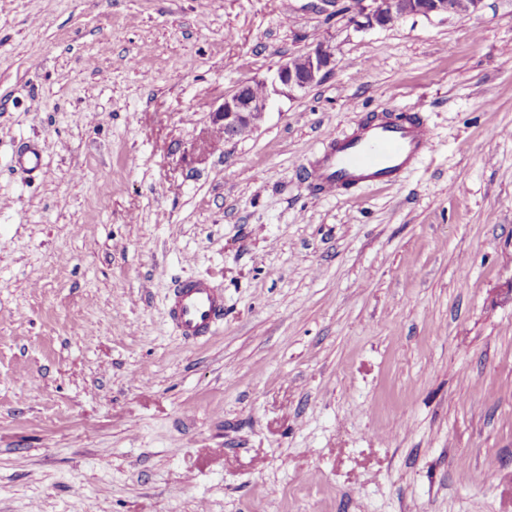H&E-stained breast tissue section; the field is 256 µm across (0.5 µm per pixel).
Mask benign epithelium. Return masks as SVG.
Instances as JSON below:
<instances>
[{
    "label": "benign epithelium",
    "mask_w": 512,
    "mask_h": 512,
    "mask_svg": "<svg viewBox=\"0 0 512 512\" xmlns=\"http://www.w3.org/2000/svg\"><path fill=\"white\" fill-rule=\"evenodd\" d=\"M483 0H356L350 24L360 30L368 27L393 26L415 16H453L471 14L480 9ZM335 63V53L327 43H319L299 58L281 62L274 73L263 79L242 84L212 113L210 132L222 139L249 136L267 112L273 96L305 90L321 80ZM259 85L260 91L247 89Z\"/></svg>",
    "instance_id": "obj_1"
}]
</instances>
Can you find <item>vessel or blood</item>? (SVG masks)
<instances>
[{"label": "vessel or blood", "mask_w": 512, "mask_h": 512, "mask_svg": "<svg viewBox=\"0 0 512 512\" xmlns=\"http://www.w3.org/2000/svg\"><path fill=\"white\" fill-rule=\"evenodd\" d=\"M433 134L415 113L381 109L349 135L328 142L313 170L312 186L325 196L368 190L397 181L432 149ZM224 315V295L201 280L179 282L169 316L182 336L213 333Z\"/></svg>", "instance_id": "vessel-or-blood-1"}]
</instances>
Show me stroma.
<instances>
[{"label":"stroma","instance_id":"35a3bbf8","mask_svg":"<svg viewBox=\"0 0 512 512\" xmlns=\"http://www.w3.org/2000/svg\"><path fill=\"white\" fill-rule=\"evenodd\" d=\"M351 3L0 0V512H512V0ZM322 42L320 82L196 150ZM388 104L431 155L315 193ZM186 278L224 290L199 344ZM483 0H356L349 23L355 29L393 26L415 16H453L471 14ZM295 57L299 58L298 65ZM295 57L281 62L270 77L246 82L226 96L223 104L212 113V126L203 147L209 145L215 131L224 140L249 136L264 117L273 96L307 89L321 80L336 61L335 53L327 43H319ZM256 84L260 87L259 92H247ZM169 316L184 338L207 336L224 316V294L201 280L181 281L173 288Z\"/></svg>","mask_w":512,"mask_h":512}]
</instances>
